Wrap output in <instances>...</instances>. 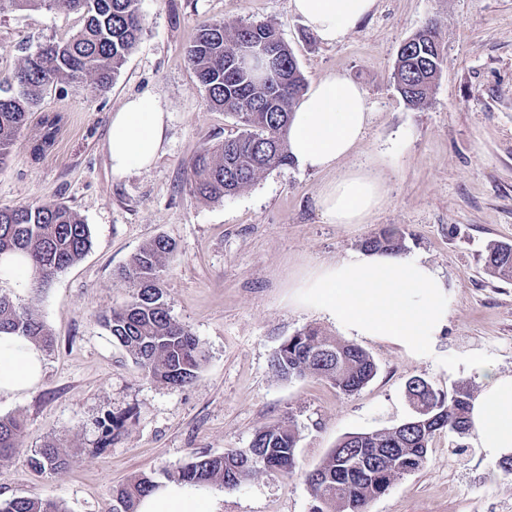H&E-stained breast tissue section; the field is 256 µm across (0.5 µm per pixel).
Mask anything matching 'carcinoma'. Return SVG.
<instances>
[{
    "mask_svg": "<svg viewBox=\"0 0 512 512\" xmlns=\"http://www.w3.org/2000/svg\"><path fill=\"white\" fill-rule=\"evenodd\" d=\"M62 7L81 14L83 27L64 41L39 47L9 77L0 80V165L6 163L30 112L50 86L60 82L79 91H106L141 38L144 18L139 0H0V12ZM243 43L271 49L273 67L240 61ZM187 60L205 89L208 105L234 115L240 126L237 135L194 157L193 193L219 201L238 194L261 174L291 164L288 124L306 85L293 52L277 29L241 21L205 22L197 29ZM442 62L432 24L403 43L394 79L409 106L418 108L427 102ZM90 247L88 225L64 204L0 207V255L20 251L29 257L32 293L42 291L59 273L80 261ZM175 249L172 240L158 236L131 256L121 273L133 288L131 300L112 309L105 323L112 338L150 379L186 385L197 377L207 353L190 329L171 317L163 299L161 276ZM362 249L398 255L404 250L403 235L393 227L383 228L366 239ZM485 267L492 276L511 281L512 245L490 244ZM5 331L34 340L47 352L55 345L32 307L0 292V332ZM272 366L285 379L312 375L346 394L362 389L376 374L374 361L361 347L326 337L311 327L285 339L273 354ZM407 389L413 405L428 411L386 431L341 438L307 476L313 498L311 512H367L368 504L385 494L400 472L419 469L435 434L444 430L469 434L468 392L457 391L447 399L432 388L410 383ZM22 430L20 419L0 417L1 457L18 449ZM296 445L293 426L279 422L257 431L247 448L196 456L165 471V478L196 487L233 489L260 471L292 472ZM33 461L41 472L73 465L72 457L53 442L34 449ZM159 487L151 476H135L112 489L108 512H138L140 501ZM0 512L66 510L53 498L30 495L0 501Z\"/></svg>",
    "mask_w": 512,
    "mask_h": 512,
    "instance_id": "carcinoma-1",
    "label": "carcinoma"
}]
</instances>
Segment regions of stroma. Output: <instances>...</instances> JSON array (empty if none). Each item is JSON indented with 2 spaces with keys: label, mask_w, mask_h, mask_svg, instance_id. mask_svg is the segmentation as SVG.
Masks as SVG:
<instances>
[{
  "label": "stroma",
  "mask_w": 512,
  "mask_h": 512,
  "mask_svg": "<svg viewBox=\"0 0 512 512\" xmlns=\"http://www.w3.org/2000/svg\"><path fill=\"white\" fill-rule=\"evenodd\" d=\"M139 7L143 33L111 90L50 87L0 167V206L66 204L92 240L41 294L0 284L33 307L55 338L41 380L0 396V417L24 424L18 450L0 459V500L42 495L67 512H106L113 487L127 479L163 480L192 454L248 447L258 429L287 419L298 436L292 473L264 472L203 493L212 512H310L307 475L345 434L409 419L412 378L448 397L480 392L471 358L512 375V281L484 269L490 243L512 244V0H377L375 13L333 46L308 31L289 0H140ZM219 19L272 24L307 83L336 73L364 90L372 120L345 164L380 158L388 191L367 223L331 224L322 216L318 195L335 178L332 170L291 164L221 201L192 193L193 157L239 130L235 118L209 108L186 59L198 26ZM430 22L444 61L427 104L414 109L395 88L394 66L403 42ZM82 25L63 8L1 13L0 75ZM145 92L159 96L170 115L163 150L149 170L113 175L112 114ZM48 116L58 117V131L38 154ZM384 227L401 230L405 254L422 258L452 288L448 326L433 351L413 357L358 339L377 374L352 394L315 376H276L272 353L297 331L311 326L344 337L322 314L291 304L289 282L305 268L360 252ZM158 236L176 244L162 274L164 299L207 352L186 386L147 378L104 322L129 298L119 271ZM113 416L125 425L101 445L102 424ZM49 440L73 466L34 469L32 449ZM368 512H512V473L486 458L474 436L444 431L430 441L423 465L395 478Z\"/></svg>",
  "instance_id": "obj_1"
}]
</instances>
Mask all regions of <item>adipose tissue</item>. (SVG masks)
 Here are the masks:
<instances>
[{"label": "adipose tissue", "mask_w": 512, "mask_h": 512, "mask_svg": "<svg viewBox=\"0 0 512 512\" xmlns=\"http://www.w3.org/2000/svg\"><path fill=\"white\" fill-rule=\"evenodd\" d=\"M377 0H290V8L324 44L341 41L372 14ZM169 114L161 99L140 94L112 114L108 154L112 173L150 169L160 154ZM371 121L363 89L345 76L329 74L308 87L295 107L288 151L304 170L336 171L318 199L332 224H363L386 199L374 167L339 170L362 141ZM292 300L323 314L345 335L378 339L418 357L441 336L450 313L451 290L438 271L415 256L356 253L305 272ZM44 352L34 341L0 332V395L33 387L43 376ZM484 378L471 401V432L486 457L512 455V375L473 360ZM139 512H211L197 487L169 482L146 497Z\"/></svg>", "instance_id": "1"}]
</instances>
